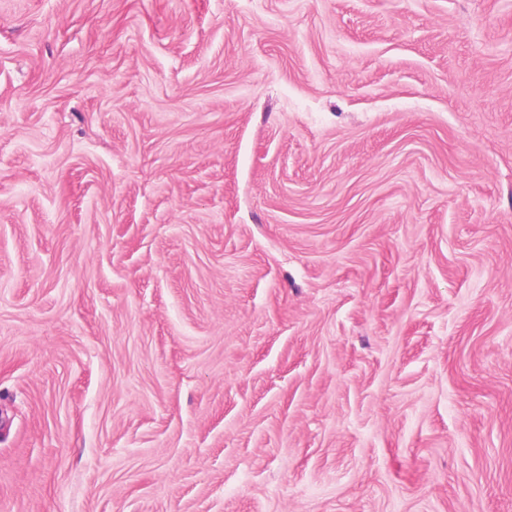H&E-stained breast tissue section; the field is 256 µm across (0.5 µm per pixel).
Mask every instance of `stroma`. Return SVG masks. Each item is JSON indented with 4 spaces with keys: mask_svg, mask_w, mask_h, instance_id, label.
Wrapping results in <instances>:
<instances>
[{
    "mask_svg": "<svg viewBox=\"0 0 512 512\" xmlns=\"http://www.w3.org/2000/svg\"><path fill=\"white\" fill-rule=\"evenodd\" d=\"M0 512H512V0H0Z\"/></svg>",
    "mask_w": 512,
    "mask_h": 512,
    "instance_id": "1",
    "label": "stroma"
}]
</instances>
